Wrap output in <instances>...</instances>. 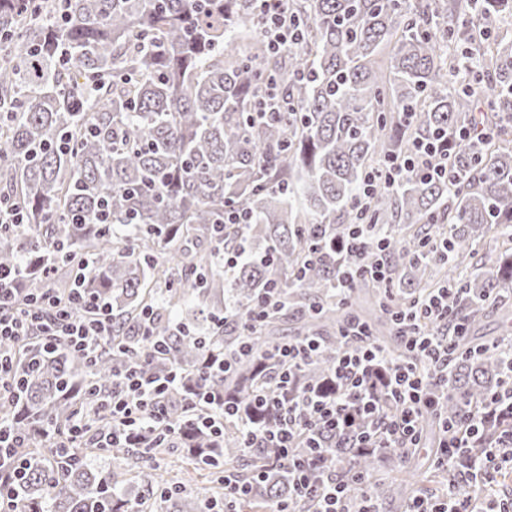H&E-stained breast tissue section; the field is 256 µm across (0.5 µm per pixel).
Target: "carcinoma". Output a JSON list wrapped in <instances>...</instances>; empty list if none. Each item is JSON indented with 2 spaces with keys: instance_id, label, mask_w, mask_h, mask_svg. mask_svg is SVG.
Instances as JSON below:
<instances>
[{
  "instance_id": "cac0c4a2",
  "label": "carcinoma",
  "mask_w": 512,
  "mask_h": 512,
  "mask_svg": "<svg viewBox=\"0 0 512 512\" xmlns=\"http://www.w3.org/2000/svg\"><path fill=\"white\" fill-rule=\"evenodd\" d=\"M286 15L302 37L274 53L255 0H0V200L23 216L0 224V267H26L29 295L80 288L112 321L91 356L64 343L46 352L36 336L0 343L22 383L20 399H0L30 462L11 484L20 512H205L224 502L229 473L248 487L235 512L288 498V477L272 468L281 449L247 457L240 429L273 425V412L255 405L260 394L335 390L340 327L357 294L341 308L334 289L364 260L384 255L404 270L393 295L379 293L389 321L443 285L470 327L490 309L512 315V147L502 138L512 126V38L500 30L512 0H288ZM273 86L284 109L258 120ZM474 123L487 135L458 136ZM436 132L450 139V179L376 182L362 254L312 253L359 222L353 199L368 172ZM231 210L248 223H224ZM494 233L507 238L495 264L468 271ZM242 240L260 258L227 280L218 252ZM272 283L282 310L258 324L231 371L201 375L208 342L240 344L224 320L261 315ZM190 297L199 316L174 320ZM287 315L320 349L283 385L268 352ZM371 331L399 354L379 324ZM473 349L465 339L448 366L450 419L512 370L507 350ZM174 365L183 376L168 395L174 439L161 429L112 448L71 439L80 408L94 425L109 423L92 392H112L119 371L156 376ZM199 386L238 407L220 438L185 408ZM176 444L208 485L171 486L145 465ZM327 445L325 469L348 457L370 477L401 457L356 447L353 431ZM107 457L112 465L98 464ZM411 495L403 479L375 480L380 506L403 508Z\"/></svg>"
}]
</instances>
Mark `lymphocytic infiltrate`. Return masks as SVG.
Masks as SVG:
<instances>
[{
    "mask_svg": "<svg viewBox=\"0 0 512 512\" xmlns=\"http://www.w3.org/2000/svg\"><path fill=\"white\" fill-rule=\"evenodd\" d=\"M414 172L429 180L447 177L445 134L416 143L407 157L391 159L368 174L355 200L356 207L366 208L376 180L394 185ZM21 274L18 268L0 271V340L37 332L45 348H53L65 339L75 349L89 351L109 334V314L99 305L88 315L78 316L49 290L24 305H13ZM409 308L397 332L407 353L387 370L377 368L382 353L368 327L351 323L344 334L346 347L336 362L335 391L274 400L270 408L279 417L276 433L256 427L242 432L243 447L261 448L271 443L281 448L276 465L287 469L299 496L310 502L311 512H380L371 496L370 481L357 471L352 460H341L332 471L322 469L324 450L319 440L323 434L346 432L363 418L369 425L358 439L359 447H369L377 440L406 453L423 445L420 417L439 410L448 396V365L463 324L451 312L444 288L415 296ZM178 379L174 369L157 377L127 371L112 389L110 425L102 431H91L87 417L79 413L70 430L77 437H90L96 447L108 448L135 431L162 423L167 392ZM381 390L395 406L394 414L387 419L381 415L377 396ZM489 425L500 429L494 448L479 464H472L467 451L480 443ZM449 431V437L440 443L436 465L453 472V480L440 496H415L408 512H512V498L502 497L497 485L498 475L512 467V378L480 403H465L460 417L450 422ZM303 437L311 442L309 452L294 457L291 450ZM472 482L478 484V492L461 495L460 484ZM349 487L354 490L350 496L345 493Z\"/></svg>",
    "mask_w": 512,
    "mask_h": 512,
    "instance_id": "f902f5d3",
    "label": "lymphocytic infiltrate"
}]
</instances>
